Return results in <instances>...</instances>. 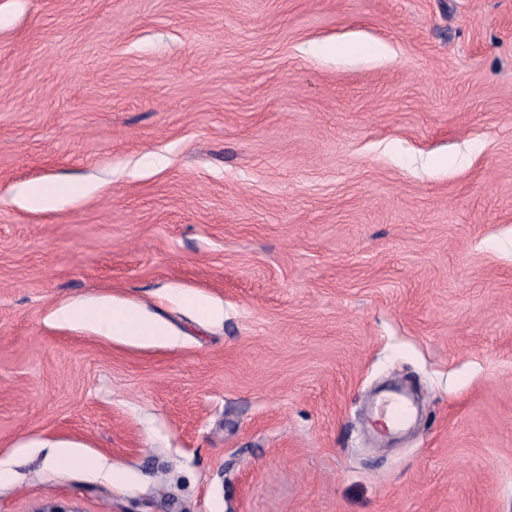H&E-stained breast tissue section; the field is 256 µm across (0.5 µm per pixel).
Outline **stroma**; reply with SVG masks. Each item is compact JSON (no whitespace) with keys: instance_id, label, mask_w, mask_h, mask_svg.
Wrapping results in <instances>:
<instances>
[{"instance_id":"stroma-1","label":"stroma","mask_w":512,"mask_h":512,"mask_svg":"<svg viewBox=\"0 0 512 512\" xmlns=\"http://www.w3.org/2000/svg\"><path fill=\"white\" fill-rule=\"evenodd\" d=\"M47 503L512 512V0H0V512ZM62 197L63 193L55 186L35 185L28 190L25 200L33 208L50 209ZM60 321L96 324L106 334L153 341L170 336L165 325L157 320H148L124 308L94 306H64L57 310Z\"/></svg>"}]
</instances>
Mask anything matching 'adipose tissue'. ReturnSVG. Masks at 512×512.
<instances>
[{"label":"adipose tissue","instance_id":"adipose-tissue-1","mask_svg":"<svg viewBox=\"0 0 512 512\" xmlns=\"http://www.w3.org/2000/svg\"><path fill=\"white\" fill-rule=\"evenodd\" d=\"M60 321L96 324L106 334L116 337H130L153 341L168 336L165 325L156 320L140 317L124 308L107 309L102 306H64L57 310Z\"/></svg>","mask_w":512,"mask_h":512}]
</instances>
